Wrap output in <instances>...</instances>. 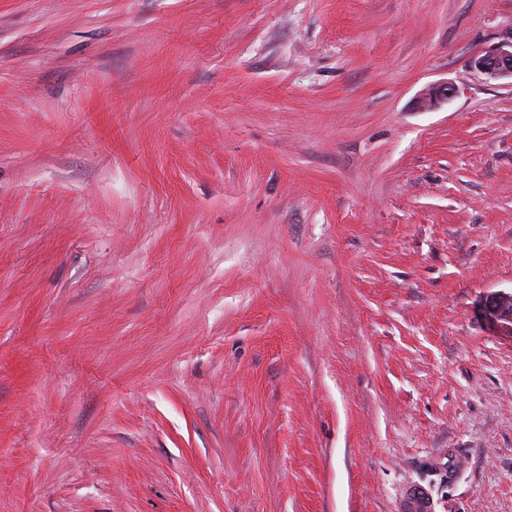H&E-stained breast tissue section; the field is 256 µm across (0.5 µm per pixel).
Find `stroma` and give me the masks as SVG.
Returning a JSON list of instances; mask_svg holds the SVG:
<instances>
[{
  "instance_id": "35a3bbf8",
  "label": "stroma",
  "mask_w": 512,
  "mask_h": 512,
  "mask_svg": "<svg viewBox=\"0 0 512 512\" xmlns=\"http://www.w3.org/2000/svg\"><path fill=\"white\" fill-rule=\"evenodd\" d=\"M511 37L0 0V512H512ZM472 67L490 80L512 81V37L510 41L475 57ZM456 93L453 84L447 81L437 82L427 86L416 100V107L425 111L448 102ZM484 314L496 327L512 334V291L493 292L481 304Z\"/></svg>"
}]
</instances>
